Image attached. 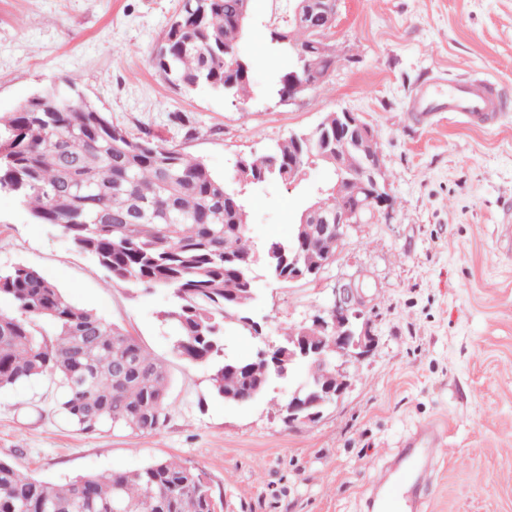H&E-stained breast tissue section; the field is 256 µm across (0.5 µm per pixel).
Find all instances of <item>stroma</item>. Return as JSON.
I'll use <instances>...</instances> for the list:
<instances>
[{
  "instance_id": "1",
  "label": "stroma",
  "mask_w": 512,
  "mask_h": 512,
  "mask_svg": "<svg viewBox=\"0 0 512 512\" xmlns=\"http://www.w3.org/2000/svg\"><path fill=\"white\" fill-rule=\"evenodd\" d=\"M178 0H0V114L74 77L85 98L129 133L163 139L218 175L269 151L326 113H361L377 131L394 198L357 225L317 280H261L253 309L265 334L309 321L339 281L360 276L377 338L344 398L313 422L286 425L287 382L246 404L215 396L210 367L186 362L162 317L169 290L106 287L105 271L51 224L0 193V269L23 264L74 304L128 331L169 369L165 421L149 434L83 433L42 378L0 391V458L65 483L175 457L206 472L224 512H367L364 498L418 428L445 433L446 455L421 490V512H512V0H341L335 70L282 100L268 32L294 0H251L242 43L253 61L246 106L187 93L156 68ZM468 78L509 105L493 123L412 111L416 90ZM185 115L189 129L172 120ZM329 178L270 183L249 196L255 242L288 237L302 199Z\"/></svg>"
}]
</instances>
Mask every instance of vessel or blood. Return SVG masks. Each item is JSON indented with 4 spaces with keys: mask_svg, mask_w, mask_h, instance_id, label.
Segmentation results:
<instances>
[{
    "mask_svg": "<svg viewBox=\"0 0 512 512\" xmlns=\"http://www.w3.org/2000/svg\"><path fill=\"white\" fill-rule=\"evenodd\" d=\"M502 107L501 97L493 84L487 81L458 83L444 95L426 88L412 101V108L417 112L445 109L484 122L496 119ZM441 445L440 433L431 426L409 439L407 447L398 452L400 460L397 467L383 471L378 480L379 512H415L416 502L409 497L408 491L415 484L430 479Z\"/></svg>",
    "mask_w": 512,
    "mask_h": 512,
    "instance_id": "vessel-or-blood-1",
    "label": "vessel or blood"
}]
</instances>
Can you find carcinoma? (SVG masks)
<instances>
[{"mask_svg": "<svg viewBox=\"0 0 512 512\" xmlns=\"http://www.w3.org/2000/svg\"><path fill=\"white\" fill-rule=\"evenodd\" d=\"M301 24L287 20L269 31L284 60L271 91L288 93V69L296 52L309 74L327 79L336 68V45L321 53L317 36L332 35L336 0H298ZM250 0H181L158 49L156 67L179 89L205 88L244 100L251 89V63L241 53L238 16ZM0 130V191L13 194L33 220L53 224L105 270L108 286L166 288L164 317L183 360L213 367L217 396L251 394L276 380L270 358L228 353L225 336L243 324L239 295L244 259L259 249L249 235L248 198L265 183L288 181V158L307 147L292 137L260 156H250L239 180L228 181L162 140L129 135L88 103L68 78L63 86L28 99ZM279 253L270 276L288 272V254L325 260L332 243L312 237L268 239ZM0 389L43 376L55 378L57 406L77 430L105 428L151 433L166 419L168 370L139 341L69 301L37 270L18 265L0 271ZM112 512L146 499L151 512H216L223 509L205 473L172 459H156L135 471L89 473L64 484L27 476L0 459V512Z\"/></svg>", "mask_w": 512, "mask_h": 512, "instance_id": "cac0c4a2", "label": "carcinoma"}]
</instances>
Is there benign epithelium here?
Instances as JSON below:
<instances>
[{"label":"benign epithelium","instance_id":"1","mask_svg":"<svg viewBox=\"0 0 512 512\" xmlns=\"http://www.w3.org/2000/svg\"><path fill=\"white\" fill-rule=\"evenodd\" d=\"M319 82L300 76L288 75V95L293 99L316 88ZM320 134L316 141V154L310 159L327 160L336 166L335 192L346 196V204L335 212L326 211L318 201H312L302 212L298 240L305 239L304 230L312 228L316 236L336 242L341 250L351 229L373 219L380 211L390 212L391 194L380 156L369 152L368 144L376 139L374 128L356 112L347 109L336 111V152L329 149L330 138L317 126L307 138ZM359 155L354 169L346 168L344 155ZM331 260L303 266L299 254L288 256L290 280L318 278ZM367 303L360 282L348 278L332 289L330 304L315 314L311 323L297 328L299 336L288 338V345L281 340L271 341L263 326L253 320L247 325L255 329V337L262 345L260 354L274 355L282 360L278 376L294 382L288 401L281 409L282 420L287 425L315 421L331 405L339 403L351 387V362L368 356L376 343L370 320L366 317ZM322 332L320 336L308 335L309 330Z\"/></svg>","mask_w":512,"mask_h":512}]
</instances>
